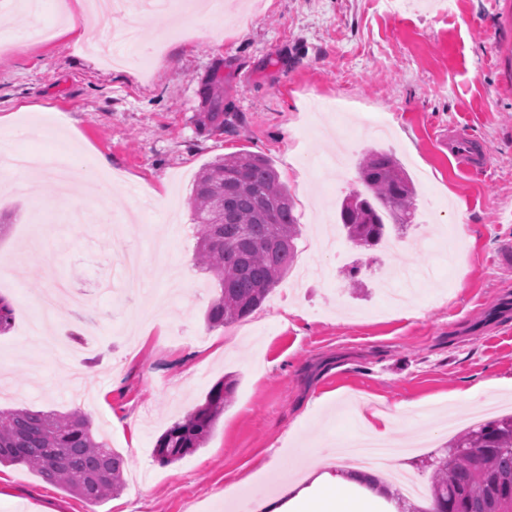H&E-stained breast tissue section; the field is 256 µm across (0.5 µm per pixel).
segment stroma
I'll use <instances>...</instances> for the list:
<instances>
[{
    "instance_id": "1",
    "label": "stroma",
    "mask_w": 512,
    "mask_h": 512,
    "mask_svg": "<svg viewBox=\"0 0 512 512\" xmlns=\"http://www.w3.org/2000/svg\"><path fill=\"white\" fill-rule=\"evenodd\" d=\"M209 39L189 21L144 26L138 57L112 67L88 41H39L76 0H44L26 19L0 9V133L39 107L72 120L90 169L108 157L123 176L110 209L89 221L61 210L52 186L0 191V296L14 307L0 335V406L89 412L127 461L123 491L91 504L24 465L0 466V512H225L242 481L278 493L294 450L326 447L324 428L349 396L340 430L375 412L412 426L424 448L396 466L429 479L456 392L512 378V0H223ZM225 123H203L205 94ZM452 136L483 145L461 165ZM372 150L392 152L417 192L416 219L396 245L342 238L339 204ZM271 161L300 224L288 275L250 316L208 328L212 278L195 266L188 205L196 174L236 152ZM164 196L146 201L147 189ZM142 254L141 288L92 296L94 324L59 296L62 342L27 332L34 270L111 282L127 248ZM359 266L361 287L346 271ZM232 382L204 448L171 463L159 436ZM278 459L280 469L262 467Z\"/></svg>"
}]
</instances>
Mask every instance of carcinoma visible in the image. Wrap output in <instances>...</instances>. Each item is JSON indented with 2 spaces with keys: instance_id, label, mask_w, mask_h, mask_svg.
<instances>
[{
  "instance_id": "obj_1",
  "label": "carcinoma",
  "mask_w": 512,
  "mask_h": 512,
  "mask_svg": "<svg viewBox=\"0 0 512 512\" xmlns=\"http://www.w3.org/2000/svg\"><path fill=\"white\" fill-rule=\"evenodd\" d=\"M357 203L343 200L339 220L360 248L378 245L388 229L404 233L416 209L411 180L390 152L374 151L359 164ZM190 209L197 228L199 268L218 292L205 314L210 328L259 309L288 274L299 224L286 186L271 161L251 152L220 157L199 172ZM11 303L0 297V334L13 323ZM233 384L219 382L205 401L169 427L154 454L176 462L204 447L230 401ZM24 464L70 494L102 502L124 486L126 459L95 434L80 409L62 413L0 408V465ZM428 512H512V416L470 426L448 441L429 465Z\"/></svg>"
}]
</instances>
